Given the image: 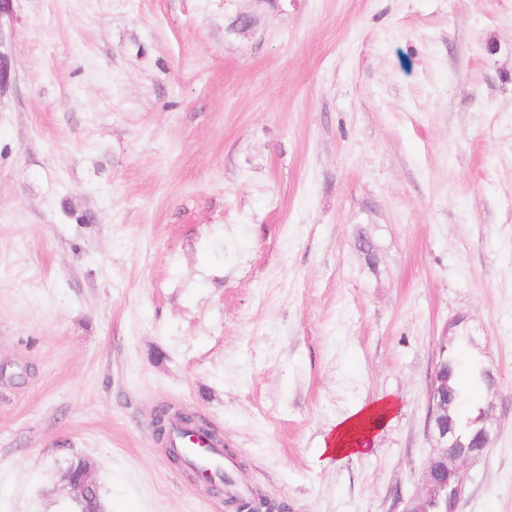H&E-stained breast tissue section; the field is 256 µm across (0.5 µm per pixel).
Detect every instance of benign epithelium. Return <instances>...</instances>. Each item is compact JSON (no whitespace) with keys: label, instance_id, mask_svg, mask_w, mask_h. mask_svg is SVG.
<instances>
[{"label":"benign epithelium","instance_id":"benign-epithelium-1","mask_svg":"<svg viewBox=\"0 0 512 512\" xmlns=\"http://www.w3.org/2000/svg\"><path fill=\"white\" fill-rule=\"evenodd\" d=\"M13 81L11 59L0 51V95L4 94ZM462 318L457 317L448 322L439 345L436 361L433 366L429 389V421L431 437L435 443L425 471L422 494L407 502L403 512H432L433 503L440 495L451 489L456 494V503H461L465 495V483L460 472V465L482 458L489 450L491 432L482 427L478 429L477 446H465L458 443L452 432L448 430V391L445 379L448 367L444 363V354L448 346V331L460 324ZM189 418L191 424L202 426L203 417L192 411H171L167 408L156 410L152 417V432L155 440L165 444V436L158 435V427H167L172 419ZM66 481L72 493L77 497L86 496L94 491V470L89 463L82 464L78 471L66 475Z\"/></svg>","mask_w":512,"mask_h":512}]
</instances>
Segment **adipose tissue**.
Returning <instances> with one entry per match:
<instances>
[{"mask_svg": "<svg viewBox=\"0 0 512 512\" xmlns=\"http://www.w3.org/2000/svg\"><path fill=\"white\" fill-rule=\"evenodd\" d=\"M396 410L397 404L390 397L360 405L329 430L317 456L318 462L366 453L376 432L392 420Z\"/></svg>", "mask_w": 512, "mask_h": 512, "instance_id": "ef3b65f1", "label": "adipose tissue"}]
</instances>
